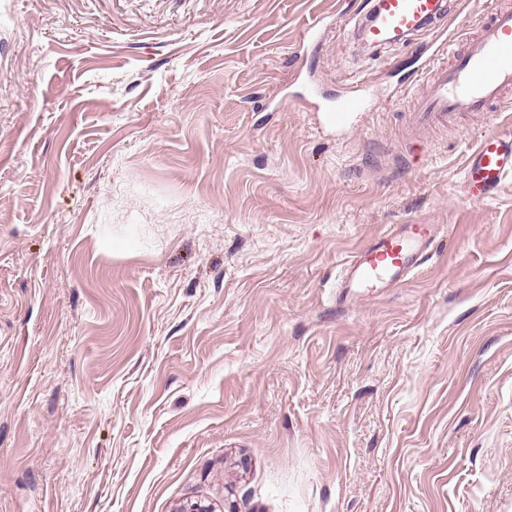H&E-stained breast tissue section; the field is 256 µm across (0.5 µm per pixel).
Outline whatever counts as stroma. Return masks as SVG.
<instances>
[{
  "mask_svg": "<svg viewBox=\"0 0 512 512\" xmlns=\"http://www.w3.org/2000/svg\"><path fill=\"white\" fill-rule=\"evenodd\" d=\"M371 6L0 0V512H512V179L463 185L512 107L399 131L485 2L364 49ZM391 224L445 236L341 300ZM358 112H367L365 104L356 98L341 99L336 105L327 107L325 121L330 125H338Z\"/></svg>",
  "mask_w": 512,
  "mask_h": 512,
  "instance_id": "stroma-1",
  "label": "stroma"
}]
</instances>
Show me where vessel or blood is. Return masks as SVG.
<instances>
[{"mask_svg": "<svg viewBox=\"0 0 512 512\" xmlns=\"http://www.w3.org/2000/svg\"><path fill=\"white\" fill-rule=\"evenodd\" d=\"M449 0H374L363 28L374 48L407 44L416 31L449 14ZM461 35L447 55L434 59L420 75L423 91L403 117L409 141L424 140L469 115L490 116L512 102V0H488L474 22H461ZM365 104L345 98L328 107L325 121L339 124ZM512 178V140L485 136L470 155L464 187L475 199L485 198ZM440 234L435 224H392L344 265L342 295L371 292L401 284L416 273Z\"/></svg>", "mask_w": 512, "mask_h": 512, "instance_id": "1", "label": "vessel or blood"}]
</instances>
